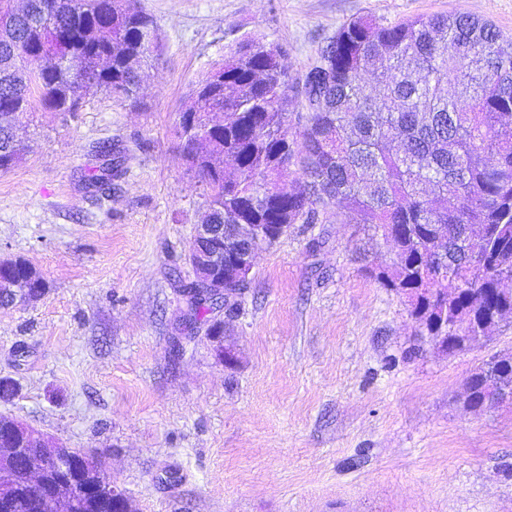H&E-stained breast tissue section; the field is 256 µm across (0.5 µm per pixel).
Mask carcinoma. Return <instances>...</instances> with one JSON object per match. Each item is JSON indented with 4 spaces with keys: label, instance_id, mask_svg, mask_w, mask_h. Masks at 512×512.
<instances>
[{
    "label": "carcinoma",
    "instance_id": "obj_1",
    "mask_svg": "<svg viewBox=\"0 0 512 512\" xmlns=\"http://www.w3.org/2000/svg\"><path fill=\"white\" fill-rule=\"evenodd\" d=\"M44 2L0 0V171L16 163L24 114L76 112L89 90L135 104L159 59L156 23L137 0H61L56 13ZM76 53L79 70L67 64ZM290 94L301 111L284 110ZM181 114L194 118L193 133L179 123L176 135L206 196L201 223L224 225L225 249L243 239L240 224L276 225L272 245L334 215L371 241L363 269L407 298L428 341L450 324L486 336L512 317V39L492 23L350 19L301 73L278 46L246 36L192 84ZM124 173L115 158L90 184L104 193ZM0 280L45 290L21 258ZM189 305L194 323L210 320L213 305ZM510 386L512 358H490L466 383L468 409ZM14 446L55 444L30 431Z\"/></svg>",
    "mask_w": 512,
    "mask_h": 512
}]
</instances>
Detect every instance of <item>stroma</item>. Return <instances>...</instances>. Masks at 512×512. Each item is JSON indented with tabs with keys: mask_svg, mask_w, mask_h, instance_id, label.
Listing matches in <instances>:
<instances>
[{
	"mask_svg": "<svg viewBox=\"0 0 512 512\" xmlns=\"http://www.w3.org/2000/svg\"><path fill=\"white\" fill-rule=\"evenodd\" d=\"M162 45L138 104L102 92L37 112L0 172V255L41 274L0 308L8 414L111 474L138 512H512V410L463 406L512 327L456 354L419 344L406 299L368 277L350 224L259 245L234 365L184 326V253L205 208L174 134L189 88L249 34L303 71L343 22L463 12L512 36V0H140ZM128 171L89 186L94 151Z\"/></svg>",
	"mask_w": 512,
	"mask_h": 512,
	"instance_id": "1",
	"label": "stroma"
}]
</instances>
